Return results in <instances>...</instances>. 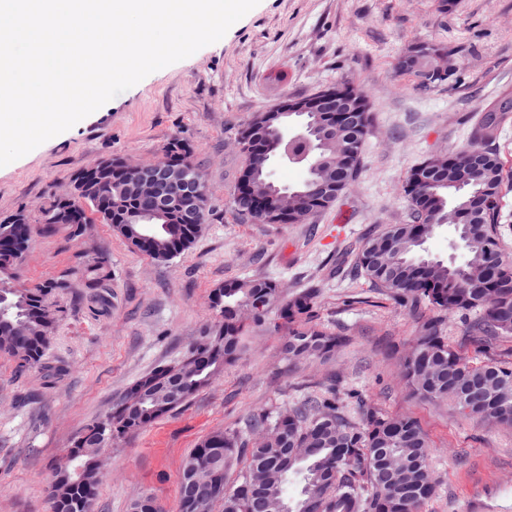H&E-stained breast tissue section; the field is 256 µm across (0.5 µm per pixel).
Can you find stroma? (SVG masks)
I'll list each match as a JSON object with an SVG mask.
<instances>
[{"label": "stroma", "instance_id": "35a3bbf8", "mask_svg": "<svg viewBox=\"0 0 512 512\" xmlns=\"http://www.w3.org/2000/svg\"><path fill=\"white\" fill-rule=\"evenodd\" d=\"M447 46L452 81L430 89L395 65L414 43ZM341 80L369 93L373 129L352 187L303 224H253L232 197L243 157L238 131L283 96H305ZM512 92V0H260L218 42L155 71L69 130L0 167V220L25 213L33 233L18 283L64 279L62 312L45 360L65 376L18 371L0 355V512H51L48 484L73 439L155 366L182 357L213 324L210 291L232 277H266L288 293L317 289L318 322L348 342L327 362L292 364L282 334L248 331L240 360L189 405L106 448L96 512H127L153 495L177 512L184 456L207 434L243 427L263 409L292 408L335 387L391 414L418 418L435 449L437 493L423 512H493L512 503V428H489L452 407L412 399L399 358L428 312L371 290L355 271L365 234L408 220L401 183L427 156L468 143L482 108ZM181 138L207 181L214 214L192 246L167 262L132 250L106 224L79 237L44 229L40 210L69 191L96 160L161 159ZM87 252L106 255L108 303L81 273ZM467 317L447 336L470 361L512 355V339L474 345Z\"/></svg>", "mask_w": 512, "mask_h": 512}]
</instances>
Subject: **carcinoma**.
Returning a JSON list of instances; mask_svg holds the SVG:
<instances>
[{
  "mask_svg": "<svg viewBox=\"0 0 512 512\" xmlns=\"http://www.w3.org/2000/svg\"><path fill=\"white\" fill-rule=\"evenodd\" d=\"M432 44L397 70L424 89L440 84L425 74L448 70V55ZM328 98L288 100L291 112L273 108L255 113L238 136L244 164L232 200L235 214L252 224H303L336 201L355 181L362 147L371 130L367 92L351 83L325 89ZM512 115V93L486 105L479 118L480 140L497 137ZM296 122L303 138L289 151L278 142ZM308 151L307 176L293 188L270 175L271 162ZM470 171L461 181L460 169ZM137 175L118 158L94 162L78 173L71 209L53 201L42 210L48 230H87L82 203L131 247L157 261L180 255L209 223L210 197L200 202L198 218L187 223L174 207L133 190ZM329 194L309 197L307 209L287 208L285 197L304 195L317 185ZM499 157L473 140L442 154L433 171L416 165L403 182L409 210L406 224H387L366 235L356 254V269L379 294L403 307L424 304L433 315L404 353L401 373L411 395L448 403L465 418L489 427H512V361L489 358L473 363L444 336L450 314H476L469 337L488 347L512 337V263L503 253L504 214ZM454 224L465 251L459 263L431 257L424 244L443 224ZM32 226L20 212L0 222V353L20 369L39 367L53 381L64 369L44 362L57 318L50 296L67 287L46 281L17 288L22 245ZM88 287L107 301L112 279L107 258L88 253L82 261ZM318 293L308 289L282 299L273 280L230 278L214 289L217 321L189 344L182 360L159 364L135 381L102 420L74 439L67 460L50 481L52 512H94L101 478L100 457L112 441L138 433L186 406L216 376L240 359L246 327L287 329L283 352L294 363L328 360L345 337L314 323ZM277 309V319L271 318ZM433 448L419 421L409 414L387 415L360 401V418L349 419L332 388L322 397L289 411L261 410L245 430L229 429L204 439L182 461L178 512H422L436 492L431 474ZM291 473L302 475L299 499L284 493ZM129 512H160L149 495L133 500Z\"/></svg>",
  "mask_w": 512,
  "mask_h": 512,
  "instance_id": "1",
  "label": "carcinoma"
}]
</instances>
